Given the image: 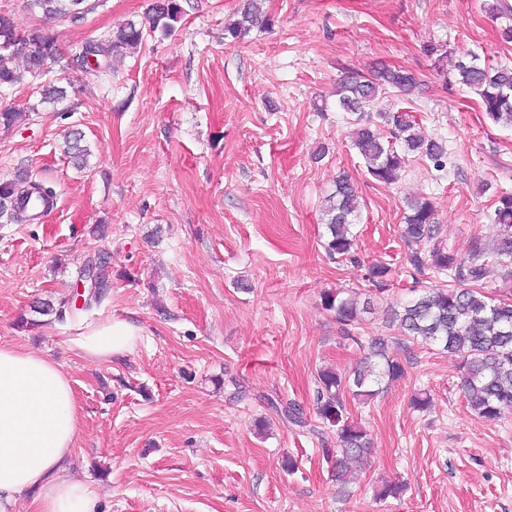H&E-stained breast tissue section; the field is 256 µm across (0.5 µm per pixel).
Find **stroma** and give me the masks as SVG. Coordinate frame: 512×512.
I'll use <instances>...</instances> for the list:
<instances>
[{"label":"stroma","mask_w":512,"mask_h":512,"mask_svg":"<svg viewBox=\"0 0 512 512\" xmlns=\"http://www.w3.org/2000/svg\"><path fill=\"white\" fill-rule=\"evenodd\" d=\"M83 19L52 23L62 49L143 21L147 0H90ZM483 0H261L264 24L224 38L242 0H182L167 36L145 30L105 77L74 67L77 88L42 102L27 80L0 92V109L27 111L0 128V181L17 168L53 188L40 219L0 217V344L64 364L83 434L72 475L95 490L100 512H512V411L489 423L467 405L460 359L418 343L395 346L404 378L370 403L348 401L373 448L357 483L336 482L323 451L336 430L315 410L318 372H345L357 339L389 336L386 311L412 290L400 237L405 199L431 198L441 238L458 257L486 246L499 192H512V127L494 124L477 95L426 49L472 50L512 65ZM380 64L421 87L380 107L411 111L425 135L447 140L437 172L410 159L399 183L373 180L336 107L344 69ZM79 131L91 155L77 170L61 152ZM361 196L356 262L329 258L321 222L340 173ZM106 227L104 238L94 225ZM106 253L112 285L89 310L34 312L72 299L84 264ZM390 269L371 288L367 268ZM369 291L373 311L342 336L325 292ZM142 329L131 353L90 360L71 340L108 315ZM427 411L411 407L418 391ZM298 405L305 426L277 402ZM294 457L295 472L282 461ZM406 483L376 500L381 479Z\"/></svg>","instance_id":"1"}]
</instances>
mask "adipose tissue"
<instances>
[{"instance_id":"1","label":"adipose tissue","mask_w":512,"mask_h":512,"mask_svg":"<svg viewBox=\"0 0 512 512\" xmlns=\"http://www.w3.org/2000/svg\"><path fill=\"white\" fill-rule=\"evenodd\" d=\"M141 330L108 316L86 326L73 346L88 358L127 354ZM81 434L72 377L42 354L0 345V499L28 494L33 512H97L92 487L70 473Z\"/></svg>"}]
</instances>
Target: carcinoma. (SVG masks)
<instances>
[{
	"label": "carcinoma",
	"mask_w": 512,
	"mask_h": 512,
	"mask_svg": "<svg viewBox=\"0 0 512 512\" xmlns=\"http://www.w3.org/2000/svg\"><path fill=\"white\" fill-rule=\"evenodd\" d=\"M29 9L46 20L77 21L89 11L88 0H26ZM484 10L493 19L507 20L501 38L512 42V7L505 0H485ZM183 14L180 0H152L148 21L152 30L165 35ZM259 22L257 0H247L237 20L225 26V35L234 42L245 38ZM143 39V27L128 21L100 36L85 39L68 60L60 52L55 37L33 28L22 31L7 15L0 14V90L47 73L53 63L60 71L71 62L88 65L96 60L97 75L112 69V58L136 47ZM452 71L461 86L480 98L488 118L512 127V68L480 62L473 52L452 61ZM420 86L415 75L396 67L382 65L368 74L348 69L336 83V102L353 118L352 143L362 157L368 174L377 182L392 185L399 181L410 156H420L442 171L448 160V147L438 138L425 136L409 113L378 112L371 116L378 98L394 89L408 96ZM44 102L66 99L67 87L61 79L49 78L40 86ZM81 138L64 142V152L78 168L87 164L89 151ZM38 196L52 205L53 191L21 171L16 179L0 182V217L14 221L26 214L28 198ZM359 195L352 180L342 175L327 199L324 224L328 240L326 250L332 257L352 259L354 245L351 228L359 216ZM493 223L497 236L489 249H476L461 259L440 240L434 204L424 197L407 199V212L400 237L410 253L407 262L415 273L431 269L451 279L449 284L429 288L409 301L390 309V322L402 336L436 345L462 359L463 388L471 410L480 418L495 422L512 409V298L495 300L482 291V283L497 269L504 287L512 288V195L499 196ZM322 305L334 314L345 331L359 324L362 314L371 310V301L362 293L349 290L323 294ZM401 361L390 353L388 341L377 337L370 341L367 353L348 374L325 368L318 374L316 412L322 422L336 428L337 448L334 468L336 479L348 483L354 479L352 464L370 454L366 431L346 418L344 397L350 395L362 403L380 392L384 381L404 375Z\"/></svg>",
	"instance_id": "1"
}]
</instances>
